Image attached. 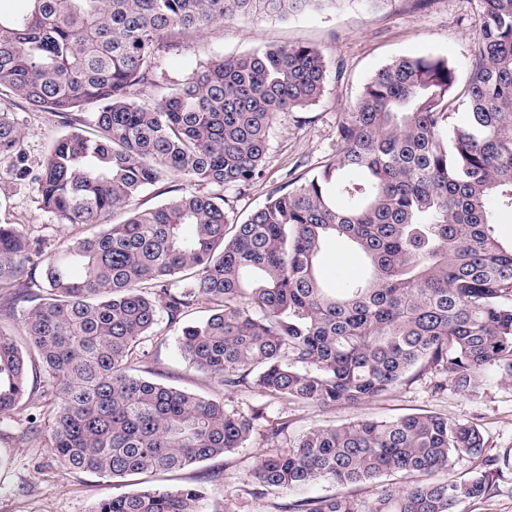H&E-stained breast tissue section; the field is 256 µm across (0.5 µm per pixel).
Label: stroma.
Returning <instances> with one entry per match:
<instances>
[{
  "instance_id": "1",
  "label": "stroma",
  "mask_w": 512,
  "mask_h": 512,
  "mask_svg": "<svg viewBox=\"0 0 512 512\" xmlns=\"http://www.w3.org/2000/svg\"><path fill=\"white\" fill-rule=\"evenodd\" d=\"M477 23L475 0H432L424 8L415 0H389L376 10L361 0H348L337 9L298 18L227 20L201 36L174 32L179 47L162 54L160 65L169 80L178 81L197 62L211 57L296 44L317 48L328 62L320 99L275 118L264 178L247 189L225 191V209L242 220L262 206L287 175L303 176L320 162L335 158L339 118L383 65L402 56L433 54L447 59L458 75H466L474 60ZM0 110L11 113L22 129L21 148L33 164L69 129L68 118L36 111L15 97L0 95ZM0 224L23 225L31 238L46 245L83 233L81 227L56 223L52 215L40 210L34 184L16 180L6 162L0 163ZM320 270L327 282L335 284L359 277L361 262L355 252L333 242L322 254ZM179 334V327L167 320L156 326L149 345L148 368L153 378L203 395L220 393L212 380L188 368L178 350ZM223 396L226 410L246 416L264 402L257 391L245 388ZM36 412L30 404L0 413V512H90L100 499L125 492L122 482H108L62 464L51 453L47 439H28L25 421ZM413 413H438L476 424L488 442V454H512V384L493 380L483 394L471 397L451 389L434 393L430 378L425 377L359 403L320 407L278 401L268 409L266 421L255 427L246 447L174 475L149 477L145 485L175 488L205 481L210 494L207 512H276L277 504L291 499V491L271 490L259 499L250 494L249 472L269 422L288 418L287 436L292 439L313 426Z\"/></svg>"
}]
</instances>
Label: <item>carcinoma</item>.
Masks as SVG:
<instances>
[{
    "label": "carcinoma",
    "mask_w": 512,
    "mask_h": 512,
    "mask_svg": "<svg viewBox=\"0 0 512 512\" xmlns=\"http://www.w3.org/2000/svg\"><path fill=\"white\" fill-rule=\"evenodd\" d=\"M0 11V89L68 116L94 107L87 135H62L31 175L23 133L0 111V160L32 178L59 224L99 226L47 253L19 224H0V291L41 267L45 295L0 326V412L51 386L42 406L52 454L103 479L172 472L244 447L248 417L135 373L159 316L181 322L189 367L225 392L254 389L304 405L357 403L428 372L438 391L477 396L512 383V245L493 206L512 210V0H476L480 36L464 84L436 55L399 57L366 83L336 125L339 151L289 179L240 222L221 191L264 174L278 114L315 104L329 67L313 47H264L199 63L156 101L134 87L164 80L174 29L208 32L237 15L300 16L338 0H23ZM465 111L449 124L452 105ZM180 194L103 225L156 183ZM358 250L366 273L327 288L317 259L330 239ZM290 422L265 435L251 495L338 487L384 476L424 479L368 501L294 498L279 512H456L499 490L512 457L489 456L474 424L433 414L314 427L287 446ZM471 463L463 481L454 466ZM203 484L124 493L92 512H205Z\"/></svg>",
    "instance_id": "obj_1"
}]
</instances>
